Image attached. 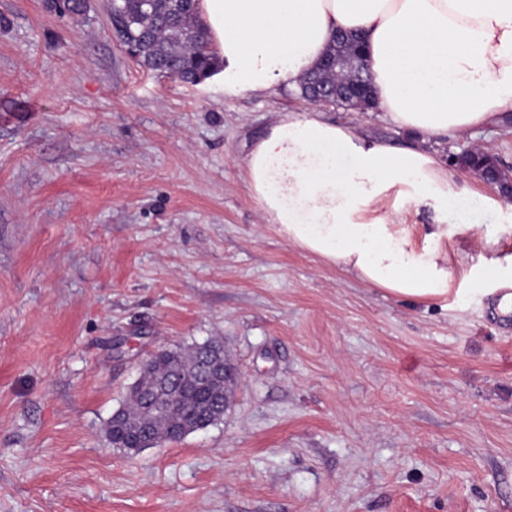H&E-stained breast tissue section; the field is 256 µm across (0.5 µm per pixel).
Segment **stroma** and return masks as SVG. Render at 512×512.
I'll list each match as a JSON object with an SVG mask.
<instances>
[{
	"label": "stroma",
	"instance_id": "35a3bbf8",
	"mask_svg": "<svg viewBox=\"0 0 512 512\" xmlns=\"http://www.w3.org/2000/svg\"><path fill=\"white\" fill-rule=\"evenodd\" d=\"M107 0H0V512H512V321L489 283L414 304L304 254L245 186L297 88L229 96L136 64ZM401 145L382 110L327 106ZM512 170V118L430 140ZM461 223L512 210L466 194ZM223 343L230 413L160 447L104 428L165 345Z\"/></svg>",
	"mask_w": 512,
	"mask_h": 512
}]
</instances>
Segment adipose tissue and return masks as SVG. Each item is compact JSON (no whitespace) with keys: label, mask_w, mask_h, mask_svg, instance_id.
Segmentation results:
<instances>
[{"label":"adipose tissue","mask_w":512,"mask_h":512,"mask_svg":"<svg viewBox=\"0 0 512 512\" xmlns=\"http://www.w3.org/2000/svg\"><path fill=\"white\" fill-rule=\"evenodd\" d=\"M197 14L228 95L295 86L347 30L366 36L378 106L399 127L457 135L512 109V0H198ZM244 168L289 245L392 297L462 309L488 278L512 287L499 238L449 223L457 186L420 142L365 137L312 108L280 114ZM391 196L400 205L384 211ZM421 208L429 230L399 223Z\"/></svg>","instance_id":"adipose-tissue-1"}]
</instances>
